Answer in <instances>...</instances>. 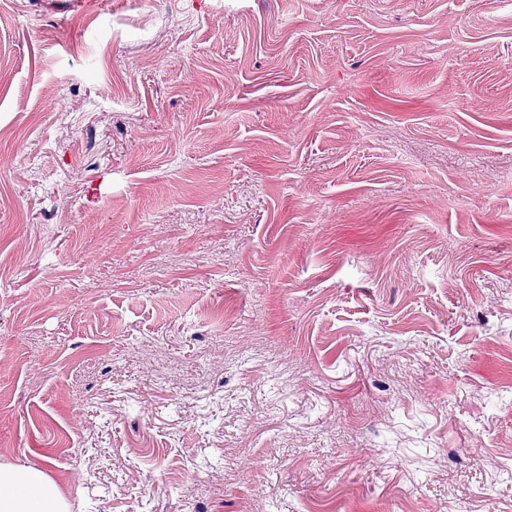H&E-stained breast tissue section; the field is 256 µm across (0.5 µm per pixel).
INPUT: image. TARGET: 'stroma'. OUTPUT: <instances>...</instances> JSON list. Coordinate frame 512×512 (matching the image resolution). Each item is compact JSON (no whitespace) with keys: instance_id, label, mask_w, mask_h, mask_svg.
Returning a JSON list of instances; mask_svg holds the SVG:
<instances>
[{"instance_id":"35a3bbf8","label":"stroma","mask_w":512,"mask_h":512,"mask_svg":"<svg viewBox=\"0 0 512 512\" xmlns=\"http://www.w3.org/2000/svg\"><path fill=\"white\" fill-rule=\"evenodd\" d=\"M4 461L512 512V0H0Z\"/></svg>"}]
</instances>
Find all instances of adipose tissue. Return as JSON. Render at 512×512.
I'll use <instances>...</instances> for the list:
<instances>
[{
	"label": "adipose tissue",
	"mask_w": 512,
	"mask_h": 512,
	"mask_svg": "<svg viewBox=\"0 0 512 512\" xmlns=\"http://www.w3.org/2000/svg\"><path fill=\"white\" fill-rule=\"evenodd\" d=\"M0 512H70V504L43 468L2 462Z\"/></svg>",
	"instance_id": "adipose-tissue-1"
}]
</instances>
